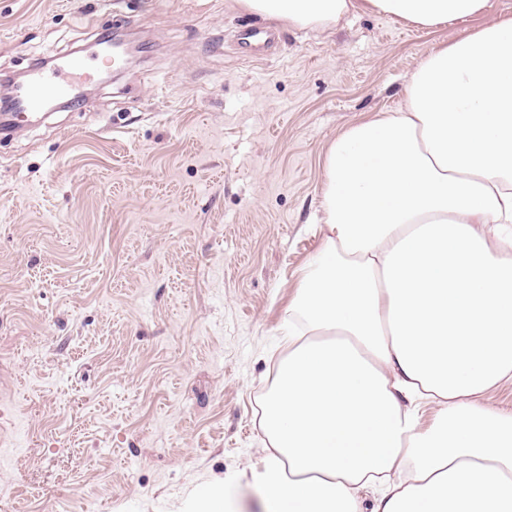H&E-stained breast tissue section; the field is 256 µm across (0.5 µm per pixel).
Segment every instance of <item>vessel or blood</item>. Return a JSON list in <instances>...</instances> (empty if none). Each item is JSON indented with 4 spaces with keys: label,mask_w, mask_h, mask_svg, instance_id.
Listing matches in <instances>:
<instances>
[{
    "label": "vessel or blood",
    "mask_w": 512,
    "mask_h": 512,
    "mask_svg": "<svg viewBox=\"0 0 512 512\" xmlns=\"http://www.w3.org/2000/svg\"><path fill=\"white\" fill-rule=\"evenodd\" d=\"M118 63V58L98 49L88 56H65L49 66H31L15 89L12 111L0 116V125L34 118L52 101L75 102L76 90L92 81L97 67Z\"/></svg>",
    "instance_id": "vessel-or-blood-1"
}]
</instances>
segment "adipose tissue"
Segmentation results:
<instances>
[{
    "instance_id": "obj_1",
    "label": "adipose tissue",
    "mask_w": 512,
    "mask_h": 512,
    "mask_svg": "<svg viewBox=\"0 0 512 512\" xmlns=\"http://www.w3.org/2000/svg\"><path fill=\"white\" fill-rule=\"evenodd\" d=\"M239 2L292 27L434 28L488 0ZM321 213L261 400L262 512H512V415L484 401L512 382L511 17L432 47L398 109L331 142Z\"/></svg>"
}]
</instances>
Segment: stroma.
I'll return each instance as SVG.
<instances>
[{"label": "stroma", "mask_w": 512, "mask_h": 512, "mask_svg": "<svg viewBox=\"0 0 512 512\" xmlns=\"http://www.w3.org/2000/svg\"><path fill=\"white\" fill-rule=\"evenodd\" d=\"M508 14L322 31L238 0H0V82L110 32L140 44L80 108L0 135V512H176L256 468L328 146Z\"/></svg>", "instance_id": "obj_1"}]
</instances>
